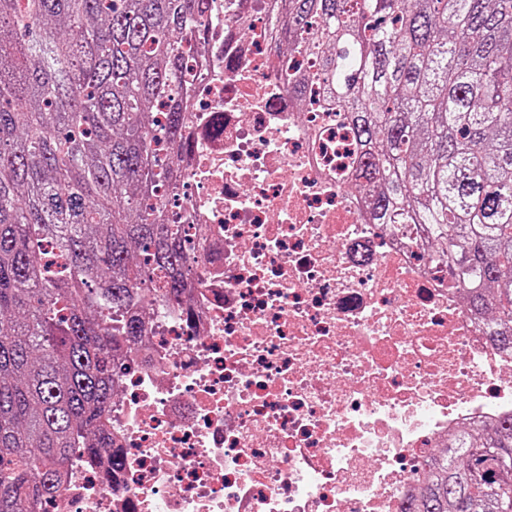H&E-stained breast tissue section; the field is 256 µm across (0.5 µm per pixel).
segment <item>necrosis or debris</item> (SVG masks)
I'll list each match as a JSON object with an SVG mask.
<instances>
[{"instance_id":"obj_1","label":"necrosis or debris","mask_w":512,"mask_h":512,"mask_svg":"<svg viewBox=\"0 0 512 512\" xmlns=\"http://www.w3.org/2000/svg\"><path fill=\"white\" fill-rule=\"evenodd\" d=\"M274 4L211 0L158 187L198 265L116 362L111 448L37 512H399L450 432L512 413V357L289 95Z\"/></svg>"}]
</instances>
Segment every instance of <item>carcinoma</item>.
<instances>
[{"label": "carcinoma", "instance_id": "1", "mask_svg": "<svg viewBox=\"0 0 512 512\" xmlns=\"http://www.w3.org/2000/svg\"><path fill=\"white\" fill-rule=\"evenodd\" d=\"M204 0H0V512H36L103 448L138 312L177 302L185 225L151 203L179 171L183 46ZM301 111L343 117L375 224L416 230L512 354V0H281ZM52 243L66 258L44 261ZM400 512H512V416L448 436Z\"/></svg>", "mask_w": 512, "mask_h": 512}]
</instances>
